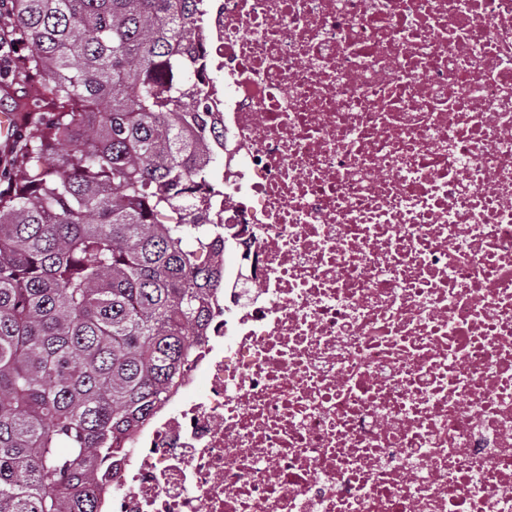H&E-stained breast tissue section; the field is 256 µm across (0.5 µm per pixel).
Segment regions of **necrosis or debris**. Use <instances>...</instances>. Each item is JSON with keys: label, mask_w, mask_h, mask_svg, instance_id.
I'll list each match as a JSON object with an SVG mask.
<instances>
[{"label": "necrosis or debris", "mask_w": 512, "mask_h": 512, "mask_svg": "<svg viewBox=\"0 0 512 512\" xmlns=\"http://www.w3.org/2000/svg\"><path fill=\"white\" fill-rule=\"evenodd\" d=\"M225 267L111 512H512V0H209Z\"/></svg>", "instance_id": "1"}]
</instances>
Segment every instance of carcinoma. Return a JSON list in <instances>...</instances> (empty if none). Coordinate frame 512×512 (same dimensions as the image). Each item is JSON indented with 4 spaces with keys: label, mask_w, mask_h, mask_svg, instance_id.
Masks as SVG:
<instances>
[{
    "label": "carcinoma",
    "mask_w": 512,
    "mask_h": 512,
    "mask_svg": "<svg viewBox=\"0 0 512 512\" xmlns=\"http://www.w3.org/2000/svg\"><path fill=\"white\" fill-rule=\"evenodd\" d=\"M203 0H10L29 48L0 188V512H102L179 388L221 271Z\"/></svg>",
    "instance_id": "carcinoma-1"
}]
</instances>
